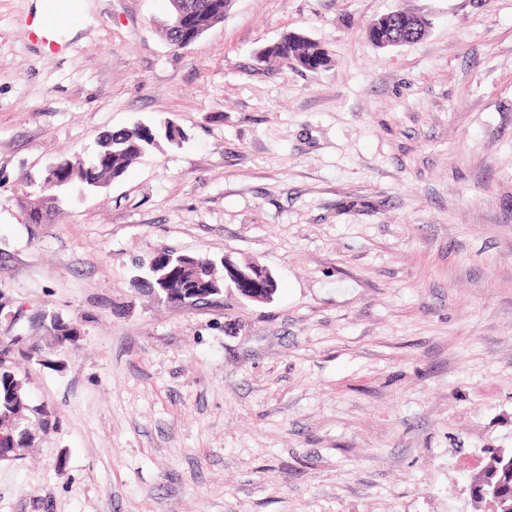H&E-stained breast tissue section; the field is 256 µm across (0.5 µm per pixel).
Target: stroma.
<instances>
[{"instance_id": "35a3bbf8", "label": "stroma", "mask_w": 512, "mask_h": 512, "mask_svg": "<svg viewBox=\"0 0 512 512\" xmlns=\"http://www.w3.org/2000/svg\"><path fill=\"white\" fill-rule=\"evenodd\" d=\"M0 0V336L84 317L19 362L59 420L0 462V512H479L512 448V0H232L184 50L169 0H86L50 51ZM427 19L380 48L368 25ZM290 32L310 71L258 62ZM179 125L29 224L12 190L102 132ZM255 261L201 307L136 290L159 249ZM399 14L402 17V22L404 26L411 30H415L418 33V41L423 38L426 32V26L424 22L413 15L403 13V12H390L382 17H380L377 21L375 20L372 22V26L376 27L377 29L386 32L385 36L377 41L378 45L380 47H385L389 45L398 44L401 41V38H397L396 33V19L395 15ZM397 39V42H396ZM409 44V42H404L399 45ZM301 34V33H299ZM304 38H300L299 40L295 41L293 44L288 46V57L291 58L294 61H297L298 59L303 58L304 56L308 55L317 47H322L318 42H315L311 40L309 37L305 36L304 34H301ZM323 50V59L324 61L321 62L317 67L310 69V70H317L321 67H326L327 64L330 62L328 51L322 47ZM42 310L46 322L44 330L51 338L49 347L61 352H73L81 349L84 336L80 329H74L76 326L79 327L78 318L65 320L48 305H44Z\"/></svg>"}]
</instances>
